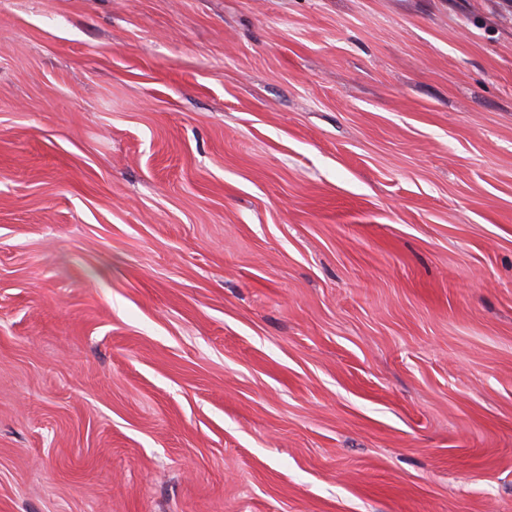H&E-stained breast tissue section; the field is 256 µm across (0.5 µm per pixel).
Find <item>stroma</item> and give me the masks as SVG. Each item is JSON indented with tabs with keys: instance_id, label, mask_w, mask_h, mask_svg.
Returning <instances> with one entry per match:
<instances>
[{
	"instance_id": "stroma-1",
	"label": "stroma",
	"mask_w": 512,
	"mask_h": 512,
	"mask_svg": "<svg viewBox=\"0 0 512 512\" xmlns=\"http://www.w3.org/2000/svg\"><path fill=\"white\" fill-rule=\"evenodd\" d=\"M0 512H512V0H0Z\"/></svg>"
}]
</instances>
